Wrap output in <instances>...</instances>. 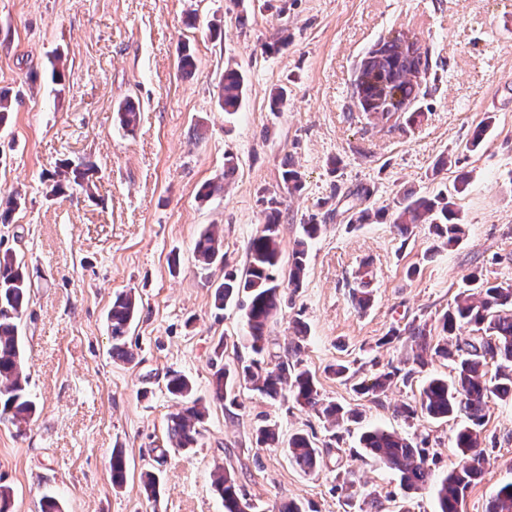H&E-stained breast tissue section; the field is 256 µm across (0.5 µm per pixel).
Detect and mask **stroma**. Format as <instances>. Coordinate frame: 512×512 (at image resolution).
<instances>
[{
  "label": "stroma",
  "instance_id": "1",
  "mask_svg": "<svg viewBox=\"0 0 512 512\" xmlns=\"http://www.w3.org/2000/svg\"><path fill=\"white\" fill-rule=\"evenodd\" d=\"M404 33L426 49L420 93L395 128L357 114L351 83L365 53ZM196 67L178 68L182 50ZM61 54V81L48 58ZM246 91L234 115L219 106L225 68ZM284 88L287 102L272 111ZM0 92L14 103L0 127V191L25 200L0 224V252L22 257L33 290L20 322L29 392L37 413L23 431L0 423V485L13 490V512H41L44 494L63 512H224L211 474L234 471L260 506L292 501L303 512H435L433 488L404 492L396 472L360 455L362 428L377 426L427 438L443 474L457 461L458 420L397 414L423 381L450 375L432 360L409 382L395 381L379 401L336 378L352 362L357 380L402 366L410 343L384 338L412 320L435 323L462 278L483 270L512 282V0H0ZM132 99L140 122L122 130L115 108ZM493 124L478 150H466L485 117ZM236 170L224 174V156ZM458 165L436 170L445 156ZM65 160L95 166L91 193L51 195ZM302 177L288 193L284 166ZM225 180L204 199V183ZM454 191L466 234L447 244L420 224L400 237L392 220L405 193ZM369 189L368 198L358 189ZM280 195L284 250L307 223L321 225L308 250L302 285L287 289L269 327L281 351L307 327L302 364L325 400L356 409L339 443L324 423L292 399L276 403L241 390L237 406L210 400L214 372L249 360L244 312L217 309L193 255L199 232L224 229V265L243 270L249 240L263 218V197ZM383 210L353 224L352 210ZM369 270L373 302L356 309L350 292ZM133 291L141 310L127 337L131 361L112 359L107 312ZM189 377L209 411L190 452L166 448V421L179 402L168 372ZM282 438L314 435L324 462L313 473L285 448H262L259 425ZM490 463L468 490L461 512H486L512 482V401L490 399L481 427ZM122 449L128 476L114 488L109 461ZM353 470L362 493L347 498L341 475ZM160 479L149 500L140 475ZM377 510H370V501Z\"/></svg>",
  "mask_w": 512,
  "mask_h": 512
}]
</instances>
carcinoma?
Returning <instances> with one entry per match:
<instances>
[{
	"mask_svg": "<svg viewBox=\"0 0 512 512\" xmlns=\"http://www.w3.org/2000/svg\"><path fill=\"white\" fill-rule=\"evenodd\" d=\"M428 69L427 52L400 38L381 40L362 58L352 83V99L370 123L386 124L391 116L402 111L419 95V74ZM244 77L235 68L224 71L220 106L225 114H235L244 95ZM135 105L123 101L117 105L116 120L125 131L132 133L139 123ZM61 180L53 192L62 194L73 183L90 191L95 169L82 164H61ZM263 221L247 246V264L242 273H224V280H211L210 270L224 264L222 233L215 225L205 227L195 242L194 255L204 284L214 289V305L222 309L236 303L245 306L248 327L247 341L253 353L266 355L268 362L252 360L231 367L226 365L214 374L213 396L231 406L236 405L235 386H243L271 401L292 397L300 406L314 412L338 427L357 415L341 406L325 401L314 376L302 366L300 341L288 343L283 352L269 348L267 329L275 317L284 289L288 284L299 287L306 268L310 242L321 232L319 224L303 225V234L292 249L288 283L281 280L282 248L280 219L282 201L276 196L264 200ZM21 206L17 192L0 196V223H8L13 212ZM453 197L445 191L433 196L405 194L393 220L398 235L406 236L417 224H431L437 235L456 243L464 234L463 224L454 209ZM367 273H358V286L352 292L356 305L365 309L371 294L365 281ZM465 286L456 296L454 306L440 319L438 328L428 323L407 324L393 328L384 337L390 343L402 337L414 343L413 361L425 363V357H439L454 364L455 374L447 379L430 378L420 391L415 405L400 408L410 418L418 413L435 420L460 414L467 424L454 435L458 461L441 478L434 477V458L429 456L426 442H415L394 431L373 428L360 436V445L374 462L382 464L399 475L400 485L406 491L436 486L439 512H459L468 489L484 474L489 464L487 449L482 447L480 427L485 418L488 399H512V283L490 282L475 270L463 278ZM32 283L25 264L10 250L0 253V421L11 422L16 429L35 414L36 407L28 390L29 377L24 366V355L19 323L28 307ZM139 313V302L132 292H121L112 299L108 313L112 338V358L128 360L132 352L127 345L130 325ZM475 327L477 335L461 338L455 335L463 325ZM496 372L488 376L489 363ZM403 375L407 381L411 372L401 373L395 367L379 374L371 383L358 384L357 391L373 400ZM167 391L177 398H188L192 384L187 376L173 371L167 373ZM205 408L198 401L168 417L167 436L175 451L188 452L197 441V424L204 418ZM256 443L261 447L278 448L280 436L275 426L261 425L255 430ZM289 460L304 472H313L320 465L322 453L309 436L294 433L287 443ZM112 484L120 486L126 478L125 457L121 450H112L110 462ZM215 491L224 501V512H261L237 485L234 473L222 470L215 474ZM487 512H512V483L503 485L489 502Z\"/></svg>",
	"mask_w": 512,
	"mask_h": 512,
	"instance_id": "cac0c4a2",
	"label": "carcinoma"
}]
</instances>
